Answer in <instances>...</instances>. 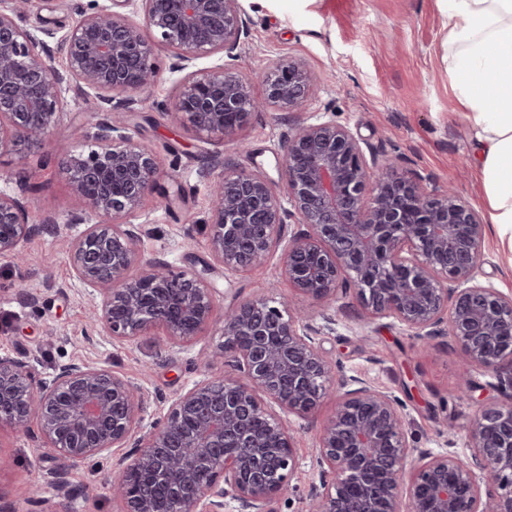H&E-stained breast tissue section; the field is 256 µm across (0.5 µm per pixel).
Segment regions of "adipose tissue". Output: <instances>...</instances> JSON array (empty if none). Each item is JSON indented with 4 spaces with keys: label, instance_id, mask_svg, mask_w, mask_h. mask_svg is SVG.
<instances>
[{
    "label": "adipose tissue",
    "instance_id": "adipose-tissue-1",
    "mask_svg": "<svg viewBox=\"0 0 512 512\" xmlns=\"http://www.w3.org/2000/svg\"><path fill=\"white\" fill-rule=\"evenodd\" d=\"M448 84L470 125L489 219L512 244V0H441Z\"/></svg>",
    "mask_w": 512,
    "mask_h": 512
}]
</instances>
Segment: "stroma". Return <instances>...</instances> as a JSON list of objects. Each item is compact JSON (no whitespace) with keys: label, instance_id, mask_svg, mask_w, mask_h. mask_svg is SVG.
Here are the masks:
<instances>
[{"label":"stroma","instance_id":"obj_1","mask_svg":"<svg viewBox=\"0 0 512 512\" xmlns=\"http://www.w3.org/2000/svg\"><path fill=\"white\" fill-rule=\"evenodd\" d=\"M108 2L28 0L23 23L33 32L47 29L61 36L81 13ZM241 5L249 32L225 67L251 80L252 92L260 98L264 86L256 74L299 58L312 74L311 94L300 108L270 107L252 113L232 133L206 135L187 120L173 119L183 75L172 70L168 53L159 51L160 79L138 95L129 121L134 139L148 143L162 162L163 184L181 198L166 210L145 203L133 217L145 257L168 262L176 270L210 261L211 180L258 166L275 174L288 132L325 112L335 113L380 156L399 157L400 171L414 170L452 185L484 209L468 123L448 87V18L438 0H241ZM91 118L89 100L69 99L44 146L0 153V183L12 190L25 187L30 222L51 216L57 226L55 232L40 231L29 238L24 267L0 257V357H37L42 375L67 362L109 368L142 388L145 416L157 418L166 414L174 396L200 379V355L210 357L213 374L223 373L224 338L214 328L193 346L179 349L157 331L130 343L94 335L90 316L98 300L70 267L67 241L76 229L68 219L80 204L70 192L63 165L76 147L72 129ZM482 269L502 291H512V245L492 226L486 232ZM213 279L223 307L233 299L252 298L261 283L275 280L279 295L291 299L293 310L316 318L323 312L282 283L275 259L248 273L219 269ZM23 287L37 293L36 302L19 296ZM334 309L339 320L335 333L316 339L322 353L344 373L400 398L415 446L464 448L478 407L459 398L463 358L453 338L439 337L424 348L389 320L362 325V311L352 297L340 298ZM333 407V400L326 398L309 418L289 417L298 460L291 475L295 491L275 502L276 512H304L308 490L318 481L317 438ZM0 455L10 460L0 470V508L25 512L30 487L55 461L32 428L8 424L0 426ZM113 463L105 455L70 469L72 512H122L109 492Z\"/></svg>","mask_w":512,"mask_h":512}]
</instances>
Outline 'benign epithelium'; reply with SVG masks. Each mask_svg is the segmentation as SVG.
<instances>
[{
	"mask_svg": "<svg viewBox=\"0 0 512 512\" xmlns=\"http://www.w3.org/2000/svg\"><path fill=\"white\" fill-rule=\"evenodd\" d=\"M27 2L0 0V152L42 145L67 93L93 92L98 119L74 132L92 146L68 155L65 167L83 204L70 223L85 225L70 241V263L100 298L94 321L120 341L159 328L181 349L217 326L229 367L147 422L140 388L108 369L70 362L41 377L33 359L0 357V424H36L56 459L46 485L67 500L72 466L125 448L112 481L125 512H157L161 491L172 512H224L229 502L241 512H276L296 456L290 430L269 406L306 418L331 391L336 407L318 437L319 483L306 512H512L511 404L481 406L466 453L415 448L401 402L361 378L335 375L319 350L315 337L334 331L335 318L324 314L316 326L263 291L219 319L211 277L218 266L248 272L277 255L300 294L330 306L351 291L366 322L389 319L426 345L447 333L468 365L496 373L512 390V293L482 275L481 212L449 187L398 174L396 161L325 115L288 133L279 180L260 168L214 180L213 263L175 273L144 259L127 218L149 197L167 209L178 195L161 187L153 150L123 133L124 114L132 94L157 83L158 49L172 53L177 72L196 59L235 57L248 34L240 0H123L132 13L108 6L85 13L57 42L64 74L51 66L48 44L21 24ZM263 82L259 101L248 80L219 63L183 77L175 110L198 130L222 135L265 104L301 107L311 76L290 60ZM281 183L288 211L277 196ZM289 221L303 230L285 234ZM40 228L19 196L0 189V257L23 261L25 241ZM137 264L143 270L133 276Z\"/></svg>",
	"mask_w": 512,
	"mask_h": 512,
	"instance_id": "7a95c632",
	"label": "benign epithelium"
}]
</instances>
